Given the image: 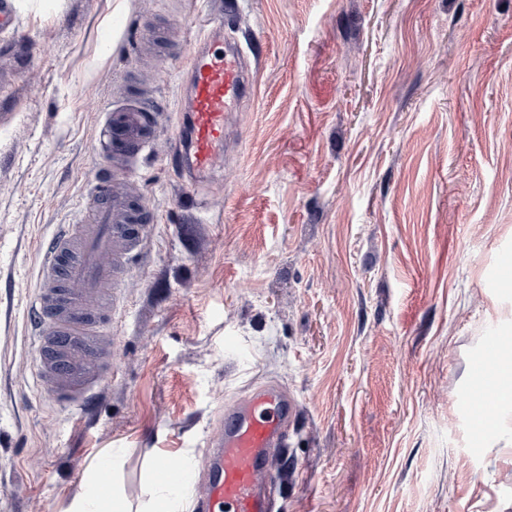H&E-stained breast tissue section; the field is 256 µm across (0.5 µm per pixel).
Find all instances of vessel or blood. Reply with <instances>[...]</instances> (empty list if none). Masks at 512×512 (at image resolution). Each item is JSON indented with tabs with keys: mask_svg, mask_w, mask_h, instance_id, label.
Returning a JSON list of instances; mask_svg holds the SVG:
<instances>
[{
	"mask_svg": "<svg viewBox=\"0 0 512 512\" xmlns=\"http://www.w3.org/2000/svg\"><path fill=\"white\" fill-rule=\"evenodd\" d=\"M191 106L186 155L177 163L193 178L213 173L224 147L228 112L254 96V77L240 49L222 54L196 51L188 67ZM152 101L117 106L98 126L102 167L79 205L76 223L41 244L38 291L31 303L36 375L42 393L59 404L84 406L98 386L111 352L112 311L124 286V271L139 249L143 214L116 190L112 158L136 157L153 143ZM502 342L490 338L471 364L473 398L467 411L489 406L493 392L512 388L493 362ZM298 410L294 397L267 384L252 388L224 409L218 434L208 443L202 491L195 512H270L272 459L286 445Z\"/></svg>",
	"mask_w": 512,
	"mask_h": 512,
	"instance_id": "b4317fda",
	"label": "vessel or blood"
}]
</instances>
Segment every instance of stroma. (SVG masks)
<instances>
[{
  "instance_id": "obj_1",
  "label": "stroma",
  "mask_w": 512,
  "mask_h": 512,
  "mask_svg": "<svg viewBox=\"0 0 512 512\" xmlns=\"http://www.w3.org/2000/svg\"><path fill=\"white\" fill-rule=\"evenodd\" d=\"M225 0H11L0 33V512H69L92 466L132 504L226 405L299 403L272 512H512V406L478 437L470 361L512 337V0H234L252 101L215 174L178 149L187 65ZM152 89L140 251L91 413L41 394L38 248L99 170L103 112Z\"/></svg>"
}]
</instances>
